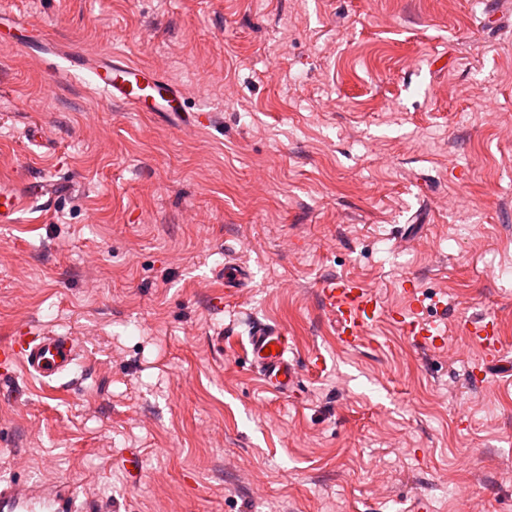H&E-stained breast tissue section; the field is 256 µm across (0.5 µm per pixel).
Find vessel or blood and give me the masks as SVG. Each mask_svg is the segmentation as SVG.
Masks as SVG:
<instances>
[{"mask_svg":"<svg viewBox=\"0 0 512 512\" xmlns=\"http://www.w3.org/2000/svg\"><path fill=\"white\" fill-rule=\"evenodd\" d=\"M13 49L36 57L59 56L67 73L90 71L96 89L105 98L138 112H160L179 127L201 129L212 121L210 113L189 111L181 86L157 70L102 51H71L49 42L43 35H27L12 44ZM33 191L12 178L0 177V223L14 224L34 205ZM410 308L386 311L376 293L361 282L333 278L319 292V303L331 320L337 321V339L353 349L364 342L371 325L387 318L403 336L421 350H438L446 344L435 321L423 317L419 288L409 286ZM466 334L489 354L502 347L495 319L471 321ZM249 353L253 370L270 390L285 395L294 392L298 370L288 357V334L281 325L257 323L251 328ZM74 337L36 332L24 327L0 344V372L16 369L41 382L55 381L77 361ZM73 502L55 487H37L13 480H0V512H72Z\"/></svg>","mask_w":512,"mask_h":512,"instance_id":"vessel-or-blood-1","label":"vessel or blood"}]
</instances>
